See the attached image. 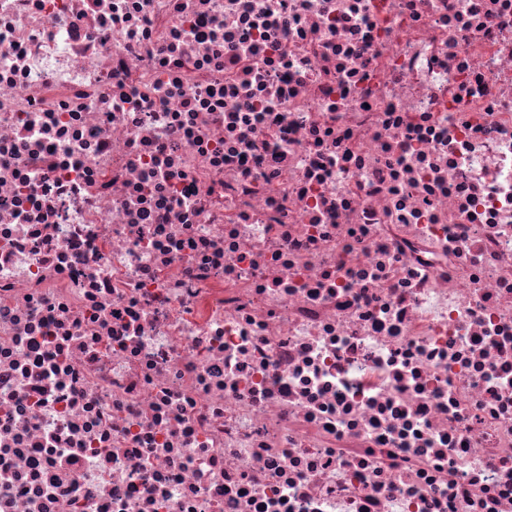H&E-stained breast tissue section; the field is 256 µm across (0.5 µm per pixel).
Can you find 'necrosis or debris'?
<instances>
[{
    "instance_id": "necrosis-or-debris-1",
    "label": "necrosis or debris",
    "mask_w": 512,
    "mask_h": 512,
    "mask_svg": "<svg viewBox=\"0 0 512 512\" xmlns=\"http://www.w3.org/2000/svg\"><path fill=\"white\" fill-rule=\"evenodd\" d=\"M0 512H512V0H0Z\"/></svg>"
}]
</instances>
